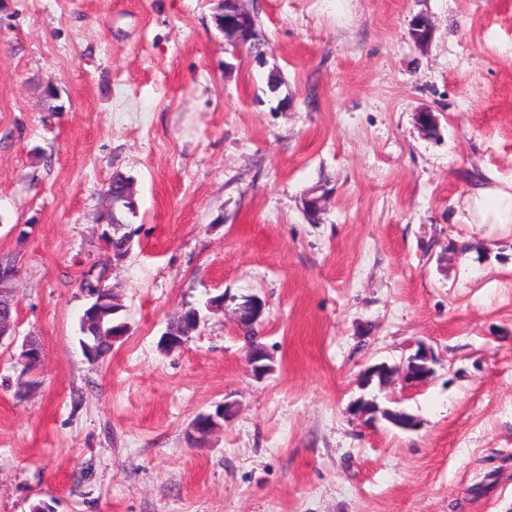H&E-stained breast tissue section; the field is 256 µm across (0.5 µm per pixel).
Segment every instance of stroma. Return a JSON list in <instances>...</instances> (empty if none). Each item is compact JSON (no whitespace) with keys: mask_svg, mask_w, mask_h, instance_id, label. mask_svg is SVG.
<instances>
[{"mask_svg":"<svg viewBox=\"0 0 512 512\" xmlns=\"http://www.w3.org/2000/svg\"><path fill=\"white\" fill-rule=\"evenodd\" d=\"M218 6L0 0V256L42 348L22 400L0 353V512H512V224L464 221L471 181L512 183V0H246L261 63L225 51ZM117 172L138 215L113 266ZM97 263L130 332L93 363L79 282ZM254 294L260 381L233 314ZM421 342L432 379L375 392L416 430L348 414L361 371ZM223 401L232 422L192 446ZM269 360V354L262 345L253 346L248 350L247 364L253 377L261 379L272 370V366L267 363ZM234 416L231 403L224 402L217 407L215 413L198 414L191 422L187 437L194 445H202L208 438V431L212 425H221L220 421L229 423Z\"/></svg>","mask_w":512,"mask_h":512,"instance_id":"obj_1","label":"stroma"}]
</instances>
